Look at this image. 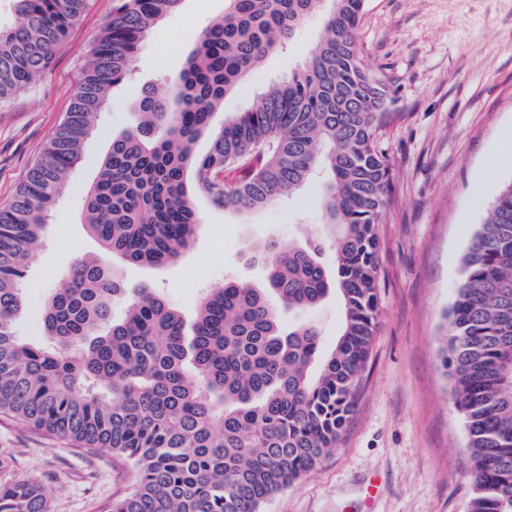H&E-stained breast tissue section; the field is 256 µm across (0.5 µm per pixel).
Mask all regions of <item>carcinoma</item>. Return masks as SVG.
I'll return each instance as SVG.
<instances>
[{
	"label": "carcinoma",
	"instance_id": "cac0c4a2",
	"mask_svg": "<svg viewBox=\"0 0 512 512\" xmlns=\"http://www.w3.org/2000/svg\"><path fill=\"white\" fill-rule=\"evenodd\" d=\"M0 25V103L31 88L88 0H14ZM183 0H114L69 112L11 203L0 208V412L128 465L132 491L111 512H262L336 447L355 406L378 323L379 224L392 167L377 131L388 87L365 65V0H225L167 90L139 94L113 139L83 220L108 258L78 263L44 312L48 342L15 335L31 248L78 166L110 90L160 19ZM321 37L304 66L216 128L215 111L311 16ZM203 135L208 153L194 152ZM322 177L326 237L300 248L249 242L267 287L229 280L186 321L150 284L129 294L114 263L163 268L189 252L194 197L245 213ZM335 254L332 269L319 261ZM336 294L343 320L325 351L318 328L280 312ZM441 362L472 460L468 512H512V182L461 257ZM0 512H48L38 483L0 484Z\"/></svg>",
	"mask_w": 512,
	"mask_h": 512
}]
</instances>
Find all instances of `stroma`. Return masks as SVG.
Masks as SVG:
<instances>
[{"label":"stroma","instance_id":"obj_1","mask_svg":"<svg viewBox=\"0 0 512 512\" xmlns=\"http://www.w3.org/2000/svg\"><path fill=\"white\" fill-rule=\"evenodd\" d=\"M112 5L89 0L68 38L53 48L50 68L27 92L0 104V207L69 111ZM224 7L225 0H183L143 43L131 75L113 88L33 249L14 323L21 341L44 343L49 296L66 288L73 264L103 255L83 225L82 191L97 177L113 137L131 123L140 89L170 84L192 41ZM322 32L321 18H309L225 97L215 125L296 71ZM358 43L395 101L378 132L394 180L380 224L378 330L340 443L264 512H468L466 430L439 349L462 254L489 207L476 201V186L483 179L496 187L512 181V150L504 146L512 138V0H366ZM322 196L320 182L310 180L237 215L196 195L203 228L193 249L162 269L121 266L119 276L130 289L151 283L193 318L202 298L225 280L265 287L263 266L244 252L247 242L273 239L288 249L325 234ZM16 481L41 484L49 512H110L132 487L129 469L110 453L0 414V484Z\"/></svg>","mask_w":512,"mask_h":512}]
</instances>
